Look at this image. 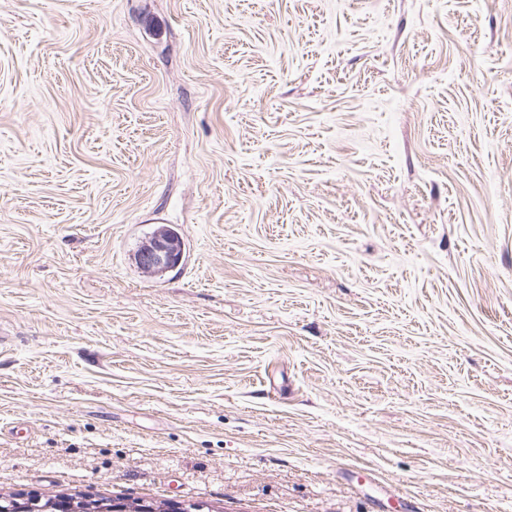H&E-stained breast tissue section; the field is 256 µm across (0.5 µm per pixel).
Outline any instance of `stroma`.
<instances>
[{
	"label": "stroma",
	"mask_w": 512,
	"mask_h": 512,
	"mask_svg": "<svg viewBox=\"0 0 512 512\" xmlns=\"http://www.w3.org/2000/svg\"><path fill=\"white\" fill-rule=\"evenodd\" d=\"M49 495L512 512V0H0V496ZM183 254L181 238L168 229H159L138 250L136 262L147 271L163 273L177 267Z\"/></svg>",
	"instance_id": "stroma-1"
}]
</instances>
